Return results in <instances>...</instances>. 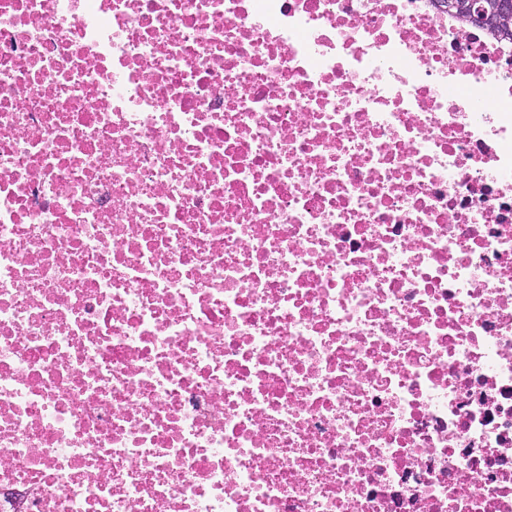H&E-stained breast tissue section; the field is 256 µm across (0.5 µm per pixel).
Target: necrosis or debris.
Segmentation results:
<instances>
[{
    "label": "necrosis or debris",
    "instance_id": "1",
    "mask_svg": "<svg viewBox=\"0 0 512 512\" xmlns=\"http://www.w3.org/2000/svg\"><path fill=\"white\" fill-rule=\"evenodd\" d=\"M0 512H512V46L0 0Z\"/></svg>",
    "mask_w": 512,
    "mask_h": 512
}]
</instances>
